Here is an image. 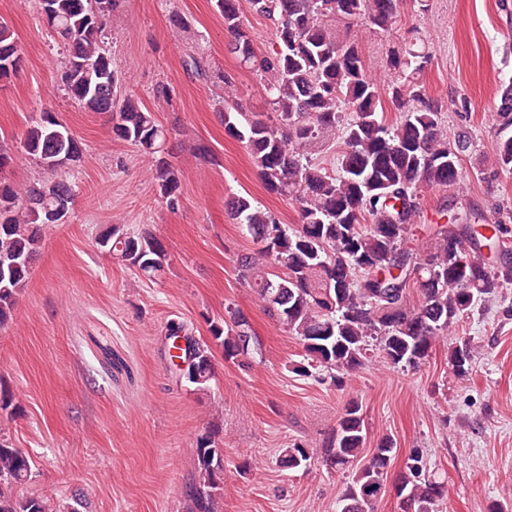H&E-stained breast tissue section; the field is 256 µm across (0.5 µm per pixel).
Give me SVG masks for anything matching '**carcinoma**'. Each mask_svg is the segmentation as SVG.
Segmentation results:
<instances>
[{
  "label": "carcinoma",
  "mask_w": 512,
  "mask_h": 512,
  "mask_svg": "<svg viewBox=\"0 0 512 512\" xmlns=\"http://www.w3.org/2000/svg\"><path fill=\"white\" fill-rule=\"evenodd\" d=\"M118 0H44L40 15L64 46L61 80L68 95L90 112L111 115L112 134L136 146L150 160L152 179L169 209L179 205V174L169 160L167 129L153 112L125 99L110 105L107 83L118 82L112 56L102 48L101 18ZM400 0H249L252 12L275 19L272 49L257 54L236 0H215L232 37V52L260 75L272 115L254 119L238 100L224 99V129L242 142L265 189L298 205L299 222L283 223L244 196L228 202L231 214L246 226L256 248L237 258L247 287L266 304L276 322L296 337L307 364L296 371L340 389L344 376L364 365L375 350L394 368L417 367L447 338L475 305L512 284V259L489 254L501 245L502 223L488 224L475 211L454 213L434 227L430 244L409 250L423 186L453 191L462 177V156L472 141L460 132L448 136L445 105L426 95L420 76L432 63L426 51L408 49L387 61L399 80L383 97L356 42L338 41L331 18L362 23L388 33ZM22 49L13 31L0 23V83L20 67ZM393 108L399 119L387 121ZM499 126L491 165L512 171V83L495 107ZM337 137L343 145L340 169L330 173L312 163L303 148ZM21 146L51 178L32 186L3 176L14 158L0 146V328L13 319L46 224V209L74 184L52 177L81 161L74 135L52 113L43 112L26 128ZM97 244L118 261L149 278L164 271L166 252L154 236L113 224ZM416 290L418 300L411 298ZM209 332L235 361L249 354L243 337L252 330L239 310L225 308ZM475 347L457 336L448 347L453 374H469ZM212 354L194 339L189 383L205 389L212 378ZM21 404L0 384V420L16 417ZM362 406L351 400L336 429L324 441L323 461L337 471L353 464L366 443ZM395 443L380 439L371 458L355 474L340 499V512H373L385 488ZM196 476L183 498L187 512H222L224 448L219 430L196 439ZM311 454L301 442L284 449L288 468L307 467ZM396 489L402 512H435L447 495L444 483L424 473L422 458L407 459ZM33 478V462L0 427V512H81L79 498L19 494Z\"/></svg>",
  "instance_id": "obj_1"
}]
</instances>
